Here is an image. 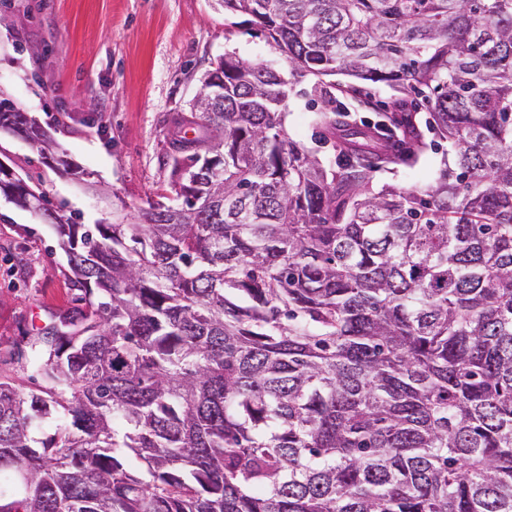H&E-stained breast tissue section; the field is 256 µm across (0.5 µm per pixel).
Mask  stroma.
Segmentation results:
<instances>
[{
    "instance_id": "obj_1",
    "label": "stroma",
    "mask_w": 512,
    "mask_h": 512,
    "mask_svg": "<svg viewBox=\"0 0 512 512\" xmlns=\"http://www.w3.org/2000/svg\"><path fill=\"white\" fill-rule=\"evenodd\" d=\"M289 71L286 55L247 17L218 0H0V96L35 118L71 163L55 168L21 138L0 135V162L81 224H109L174 197L164 148L211 62L224 54ZM289 91L285 128L328 164L310 89ZM445 154L415 166H373L374 187L432 182ZM70 270L53 230L0 199V379L36 388L19 353L71 306Z\"/></svg>"
}]
</instances>
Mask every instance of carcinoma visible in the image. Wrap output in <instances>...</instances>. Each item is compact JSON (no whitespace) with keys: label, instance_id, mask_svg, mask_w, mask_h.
Masks as SVG:
<instances>
[{"label":"carcinoma","instance_id":"carcinoma-1","mask_svg":"<svg viewBox=\"0 0 512 512\" xmlns=\"http://www.w3.org/2000/svg\"><path fill=\"white\" fill-rule=\"evenodd\" d=\"M219 2L290 77L207 72L208 151L166 150L178 203L79 224L0 177L77 303L31 345L42 394L0 381V512H512V0ZM339 73L433 104L434 182L374 189L363 158L435 144L402 102L405 149L341 122ZM307 76L351 144L334 166L284 127ZM37 127L0 98V129L57 155Z\"/></svg>","mask_w":512,"mask_h":512}]
</instances>
